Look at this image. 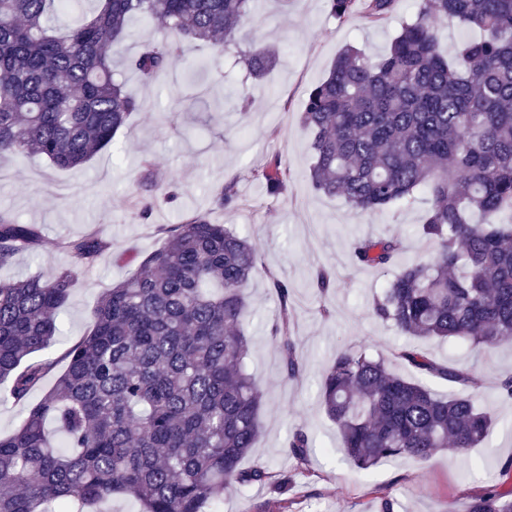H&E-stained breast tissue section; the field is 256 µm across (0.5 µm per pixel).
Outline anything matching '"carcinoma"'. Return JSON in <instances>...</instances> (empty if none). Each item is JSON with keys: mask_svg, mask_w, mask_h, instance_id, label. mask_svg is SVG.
Here are the masks:
<instances>
[{"mask_svg": "<svg viewBox=\"0 0 512 512\" xmlns=\"http://www.w3.org/2000/svg\"><path fill=\"white\" fill-rule=\"evenodd\" d=\"M91 17L55 27L68 0H0V158L33 153L61 169L88 162L141 108L115 77L109 43L140 18L161 34L131 60L152 82L184 41L230 42L251 18L253 0H97ZM345 22L357 12L384 22L397 0H327ZM445 18L484 31L457 57L438 49L432 26ZM272 55L256 48L254 74ZM302 123L313 132V188L340 196L360 215L411 204L427 193L420 233L434 242L425 261L404 266L372 302L374 316L414 339L464 343L491 354L512 346V0H417L378 59L348 47L307 94ZM251 177L266 193L287 191L291 169L274 157ZM215 204H239L236 182ZM163 245L100 296L87 334L55 357L57 318L74 273L0 279V380L25 407L17 431L0 436V512H100L114 495L143 512H213L224 490L288 480L241 467L260 432L264 394L245 369L252 339L242 325L244 288L258 270L248 239L194 214L158 226ZM41 239L35 224L0 211V270ZM59 247L92 267L110 247L98 232ZM403 249L396 237L359 239L355 261L385 269ZM280 302L271 336L287 378L301 371L288 283L267 273ZM399 356L422 374L461 388L438 394L390 370L367 348L336 355L321 404L347 458L367 470L383 460L464 456L486 439L492 415L467 390L472 372L440 363L415 345ZM64 369L27 404L59 362ZM63 433L56 444L48 424ZM311 441L301 426L286 448L306 469ZM468 512H512V486H490Z\"/></svg>", "mask_w": 512, "mask_h": 512, "instance_id": "carcinoma-1", "label": "carcinoma"}]
</instances>
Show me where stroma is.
<instances>
[{
    "instance_id": "1",
    "label": "stroma",
    "mask_w": 512,
    "mask_h": 512,
    "mask_svg": "<svg viewBox=\"0 0 512 512\" xmlns=\"http://www.w3.org/2000/svg\"><path fill=\"white\" fill-rule=\"evenodd\" d=\"M416 12L415 0H398L383 23L367 24L360 15L341 23L330 16L325 0H257L254 21L244 23L235 42L220 49L208 42L183 45L184 62L147 85L129 68L154 31L146 22L130 23L131 35L112 50L114 69L143 108L121 129L115 143L81 167L60 169L46 160L22 154L0 164V210L21 224L38 225L42 241L35 254H20L0 271L4 278L50 276L72 268V296L58 320L63 353L89 328L99 296L125 278L149 253L161 247L157 227L176 224L200 212L212 223L230 224L253 241L259 251L258 271L245 290L243 324L252 338L246 367L265 392L261 434L243 467L265 466L289 478L288 501L279 504L265 486L237 487L224 493L220 512H466L470 501L501 479L512 461V403L497 388L512 376V350L484 355L457 342L418 341L429 357L470 369L482 385L472 396L478 408L494 412L484 443L461 459L440 453L421 461L385 460L368 470L345 456L335 424L319 404L322 378L337 352L363 346L389 361L391 369L434 391L456 394V387L416 372L398 359L409 339L372 313L374 296L400 266L425 257L432 249L418 233L428 205L418 199L373 216L350 211L339 197L316 192L306 174L312 159V133L301 122L308 91L326 77L340 51L349 45L384 55L402 21ZM274 50L276 63L262 76L249 74L242 58L256 47ZM219 58V69L189 73V60ZM191 87L202 98L176 104L174 92ZM153 160L151 173L139 166L141 156ZM280 157L295 177L286 194L272 197L250 178L253 167ZM151 176L157 202L148 218L129 206L144 197V176ZM237 181L240 206L219 208L214 193ZM173 189V202L161 201ZM97 230L110 247L93 269L76 265L58 243ZM397 237L404 249L397 265L372 269L352 258L361 238ZM334 276L331 289L320 294L316 273ZM275 272L292 287L297 309V351L303 364L298 379L286 378L271 323L279 300L268 284ZM330 317H322L321 308ZM304 427L312 449L300 472L285 452L290 431Z\"/></svg>"
}]
</instances>
